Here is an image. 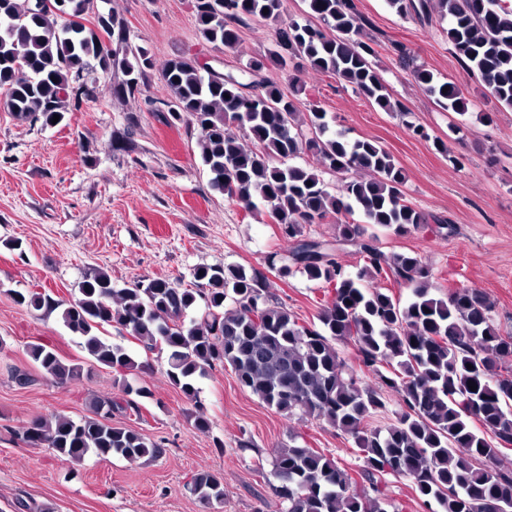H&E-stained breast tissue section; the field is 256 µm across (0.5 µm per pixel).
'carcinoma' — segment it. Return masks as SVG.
Here are the masks:
<instances>
[{
	"label": "carcinoma",
	"instance_id": "obj_1",
	"mask_svg": "<svg viewBox=\"0 0 512 512\" xmlns=\"http://www.w3.org/2000/svg\"><path fill=\"white\" fill-rule=\"evenodd\" d=\"M307 2L309 18L299 22L283 18V0H194L199 33L218 48L233 49L238 43L228 19L273 22L270 59L281 75L269 76L260 59L234 74L178 54L164 65L162 80L172 119L185 113L193 121L212 187L246 210L260 199L270 223L281 229L290 247L288 263L279 272L290 274L295 268L329 285L319 324L270 304L260 273L241 266L200 267L193 273L195 288L156 278L119 291L99 271L81 283L79 295L66 305L39 293L17 292L15 301L35 310L62 309L64 325L83 339L89 356L123 377L136 368L135 361L123 346L96 333L103 325H118L148 350H167L170 380L194 402L196 377L228 365L239 384L269 408L288 417L323 420L351 436L370 489H357L352 473L320 449L294 443L278 449L272 459L278 512H386L374 482L377 473L411 480L426 503H435L432 512H512V473L498 465L500 447L512 445V333L500 332L480 290L461 286L435 298L432 273L418 255L399 253L388 261L372 239L363 238V223L398 235L431 221L448 231L452 226L406 201L404 173L379 145L331 132L317 108L304 117L297 112L295 99L305 83L287 67L297 70L303 63L336 76L381 110L405 114L375 71L374 47L357 39L353 0ZM437 3L440 18L448 21V45L463 71L480 75L490 95L512 109V7L502 0ZM387 4L423 24L432 19V0ZM97 25L45 18L33 0H0V92L18 118L47 124L55 115L64 118L71 83L80 78L89 57L101 64L109 61L122 73L114 93L141 92L154 67L149 51L139 46L124 54L104 46L102 32L117 45L127 41L125 23L116 15H98ZM393 48L444 109L467 113L460 84L439 82L401 44ZM282 80L288 83L286 92ZM233 126L248 134L251 148L241 145ZM311 150L337 173L367 169L372 177L345 179L333 194L316 170L291 163ZM332 214L346 218L335 241L303 237V225ZM355 214L361 223L349 221ZM347 245L356 247L363 260L355 272L341 261ZM390 277L412 288L408 302L387 288L370 286ZM197 307L200 316L185 321V313ZM343 339L353 341L358 364L339 355L336 341ZM28 352L54 381L83 376L81 365L63 362L42 344L29 345ZM368 373L379 377L386 392L365 383ZM470 381L476 390L469 388ZM387 393L399 397L401 413L384 428L367 427V418L385 407ZM131 404L100 400L93 403L91 417L36 418L24 438L53 449L65 463L89 453L131 462L155 458L160 444L112 424V412ZM187 487L205 504L224 501L220 477L209 472L196 474Z\"/></svg>",
	"mask_w": 512,
	"mask_h": 512
}]
</instances>
